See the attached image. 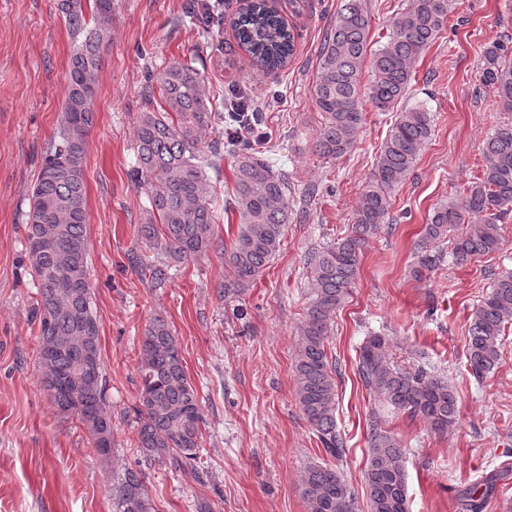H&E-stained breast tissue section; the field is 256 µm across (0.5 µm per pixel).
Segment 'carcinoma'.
Returning a JSON list of instances; mask_svg holds the SVG:
<instances>
[{
    "label": "carcinoma",
    "instance_id": "1",
    "mask_svg": "<svg viewBox=\"0 0 512 512\" xmlns=\"http://www.w3.org/2000/svg\"><path fill=\"white\" fill-rule=\"evenodd\" d=\"M56 10L74 38L69 58L68 95L63 123L51 140L34 184L27 218L28 261L37 281L36 302L42 383L62 413L75 415L96 439L112 433L105 409L101 361L89 365L77 388L60 378L74 372L82 352L100 354L99 325L91 305L85 158L87 136L95 122L93 103L104 48L110 40L109 0H56ZM448 22V0H411L395 14L378 47L369 42L367 0H342L318 54L312 99L323 121L314 151L337 159L352 150L363 128L364 102L394 113L373 168L362 182L353 223L344 234L308 253L311 288L301 322V342L293 365L298 405L326 455L338 460L345 441L337 430L338 365L327 350L336 312L356 287L364 247L389 223L395 191L430 140L433 114L405 100L415 79L414 65ZM239 46L263 71L285 67L295 51V35L267 0H253L234 21ZM370 68L368 83L362 82ZM483 83L496 103L512 112V43L486 47L479 63ZM165 107L144 112L136 127L138 166L133 180L146 187L153 219L140 225L145 247L161 249L174 263H185L217 240V211L206 191L208 157L219 158L224 145L235 153L231 205L240 217L237 237L224 260L235 280L224 286L230 298L249 287L281 245L293 216L288 174L275 170L239 136L240 121L254 112L242 96L224 101L227 143L203 145L201 130L215 109L203 90L205 76L192 63L170 61L158 77ZM482 171L463 191L439 204L423 225L413 273L436 271L446 256L462 264L498 253L504 243L502 220L512 215V121L485 143ZM491 288L474 306L468 326L467 366L481 381L500 363L506 330L512 326V270L491 274ZM387 337L372 333L360 347L357 371L365 389L392 409L419 418L434 432L454 425L458 397L448 381L419 367L394 365ZM141 388L135 414L139 456L185 468L200 454L205 425L201 401L189 380L178 340L156 317L141 337ZM366 486L370 512H409L407 449L373 412L368 423ZM308 512H357L358 499L346 476L332 463L308 466L300 485ZM466 512H482L476 491L458 494ZM117 512H155L141 473L127 469L120 483Z\"/></svg>",
    "mask_w": 512,
    "mask_h": 512
}]
</instances>
